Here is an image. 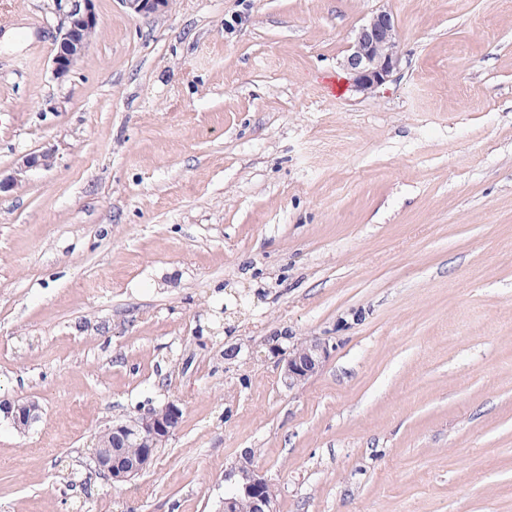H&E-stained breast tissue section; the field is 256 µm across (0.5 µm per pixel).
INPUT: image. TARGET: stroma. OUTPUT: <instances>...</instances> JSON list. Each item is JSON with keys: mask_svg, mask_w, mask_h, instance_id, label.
<instances>
[{"mask_svg": "<svg viewBox=\"0 0 512 512\" xmlns=\"http://www.w3.org/2000/svg\"><path fill=\"white\" fill-rule=\"evenodd\" d=\"M0 0V512H512V0ZM401 62L343 67L372 13ZM329 343L299 388L264 340ZM236 357H228V350ZM177 401L131 480L99 434ZM61 28L57 51L52 58L56 78H65L89 48L99 27L96 0H73ZM345 67L357 90L370 93L389 80L400 63L398 29L392 15L380 11L363 25L350 46ZM53 160L54 155L52 150H45L38 154H31L25 157V159L22 161V164L20 165V168H18L14 174L2 178L0 173V192L8 191L16 187L19 181H21L19 174L24 173L28 169L32 168H49L52 166ZM3 418L17 430H27L39 419V406L35 401L23 403L0 400V419ZM252 452L244 454L224 471V481L230 485V492L224 496V511L232 512L235 497L244 495L254 502L256 512H278L277 494L273 488L274 496L268 495L267 488L273 484L265 476L254 468Z\"/></svg>", "mask_w": 512, "mask_h": 512, "instance_id": "obj_1", "label": "stroma"}]
</instances>
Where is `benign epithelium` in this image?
<instances>
[{"instance_id": "obj_1", "label": "benign epithelium", "mask_w": 512, "mask_h": 512, "mask_svg": "<svg viewBox=\"0 0 512 512\" xmlns=\"http://www.w3.org/2000/svg\"><path fill=\"white\" fill-rule=\"evenodd\" d=\"M74 5L66 15L61 28L57 51L52 58L53 73L58 79L65 78L89 48L99 27L96 0H73ZM136 14H151L166 8L167 0H122ZM400 63L398 29L392 15L380 11L363 25L350 46L345 67L352 75L357 90L370 93L389 80ZM54 160L53 152L31 154L22 161L13 174L0 177V192L16 187L19 174L29 169L49 168ZM288 341V347L281 345ZM271 354L282 363V380L292 390L316 375L329 357V345L318 337L296 339L288 332L276 333L265 339ZM0 414L17 430H27L39 419V406L34 401L23 403L0 400ZM181 422V407L169 401L160 408H150L127 422L112 426L108 442L99 443L93 450L95 468L113 481H126L141 472L147 457L137 463L125 465L115 461L112 449L127 447V440L136 439L137 447L150 451L163 446L176 432ZM224 481L230 492L224 496V512H233L235 498L244 495L254 502L255 512H278L277 499L268 495L272 483L254 468L252 452H244L239 460L224 471Z\"/></svg>"}]
</instances>
